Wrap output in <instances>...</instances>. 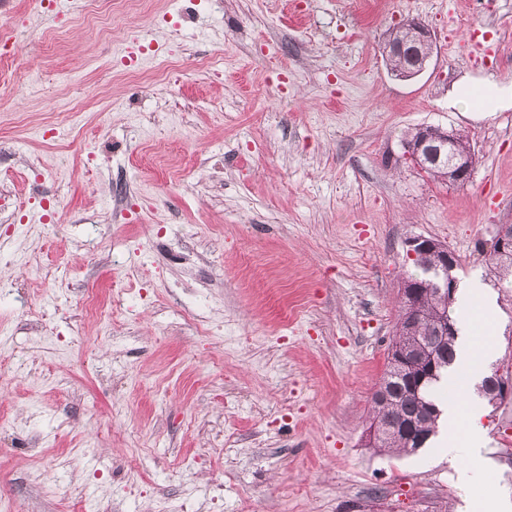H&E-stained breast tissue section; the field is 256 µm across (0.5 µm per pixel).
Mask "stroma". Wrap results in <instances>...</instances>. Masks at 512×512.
Listing matches in <instances>:
<instances>
[{"label": "stroma", "instance_id": "35a3bbf8", "mask_svg": "<svg viewBox=\"0 0 512 512\" xmlns=\"http://www.w3.org/2000/svg\"><path fill=\"white\" fill-rule=\"evenodd\" d=\"M410 18L418 78L381 45ZM0 512H512V397L479 467L440 438L365 446L413 236L454 250L512 373V287L479 244L512 224V0H0ZM494 57L473 61L471 30ZM468 135L470 182L402 157ZM405 25L412 30L414 55L408 66L395 68L391 72L398 78L411 80L423 74L428 68L434 44L430 29L422 22L412 19L407 21ZM485 103L477 102L481 112L491 113L512 106V85L505 86L496 82H487L484 86Z\"/></svg>", "mask_w": 512, "mask_h": 512}]
</instances>
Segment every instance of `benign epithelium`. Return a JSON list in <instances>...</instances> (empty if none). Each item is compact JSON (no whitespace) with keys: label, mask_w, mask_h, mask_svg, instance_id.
Wrapping results in <instances>:
<instances>
[{"label":"benign epithelium","mask_w":512,"mask_h":512,"mask_svg":"<svg viewBox=\"0 0 512 512\" xmlns=\"http://www.w3.org/2000/svg\"><path fill=\"white\" fill-rule=\"evenodd\" d=\"M412 30L414 40V55L406 67H398L392 73L404 80L414 79L428 68L433 54V39L430 29L422 22L412 19L406 22ZM457 130L434 128L424 135L417 143L404 144V157L419 172L429 169L433 159H438L443 151H448V182L457 185L467 184L475 167L476 155L455 150ZM493 243L498 255L512 254V224L498 225ZM407 254L413 260L421 261L431 253L440 254V264L428 269L423 276L425 284L434 288L438 304L434 310L432 326L436 334L447 336L453 332L451 319L448 318V308L454 301L457 281L452 276L456 269V255L447 245L440 244L424 236H415L407 241ZM390 364L393 372L414 379L416 366L405 352L395 348L390 353Z\"/></svg>","instance_id":"obj_1"}]
</instances>
